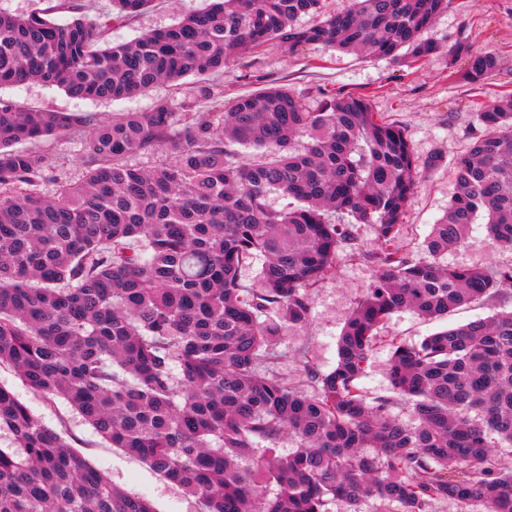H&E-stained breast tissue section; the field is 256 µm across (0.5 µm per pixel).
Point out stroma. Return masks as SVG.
I'll list each match as a JSON object with an SVG mask.
<instances>
[{
	"label": "stroma",
	"mask_w": 512,
	"mask_h": 512,
	"mask_svg": "<svg viewBox=\"0 0 512 512\" xmlns=\"http://www.w3.org/2000/svg\"><path fill=\"white\" fill-rule=\"evenodd\" d=\"M203 5L204 0H153L138 16L109 23L106 37L116 43L128 42L144 32L169 27ZM422 37L437 44L439 50L411 66L320 45H308L293 53L274 47L241 52L224 70L186 78L182 87L163 82L144 94L111 102L77 99L59 88L41 84L6 88L0 90V97L22 108L97 112L104 117L117 112H147L164 99L178 102L200 85L207 86L214 98L227 104L239 96L276 85L305 95L311 104L325 93L367 98L373 111L404 129L415 156L425 165L408 203L399 240L404 250L419 258L424 254L423 245L433 224L447 211L454 194V162L470 152L480 133L477 104L512 92V0H450L447 10L438 15ZM459 45L466 52L497 53L498 69L483 80H471L464 55L449 54L450 48ZM52 151L53 180L42 185L45 193L80 181L86 172L76 137H58ZM486 223V216L478 215L466 242L448 253L446 263L488 268L512 265V250L492 247ZM375 276L376 269L366 257L346 251L339 254L334 274L311 290L309 324L287 326L281 331L274 368L279 377L291 382L302 380L298 353L304 349L321 372L335 367L337 341L345 321ZM504 308L501 302L472 303L449 313L444 321L410 310L394 313L381 327V339L360 381L365 395L391 393L386 377L388 337L418 343L446 325L485 318ZM0 383L11 389L40 422L65 431L75 450L112 483L148 499L157 512H201L198 499L188 496L142 459L110 447L63 400H46L6 365L0 366Z\"/></svg>",
	"instance_id": "obj_1"
}]
</instances>
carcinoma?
Returning <instances> with one entry per match:
<instances>
[{"mask_svg": "<svg viewBox=\"0 0 512 512\" xmlns=\"http://www.w3.org/2000/svg\"><path fill=\"white\" fill-rule=\"evenodd\" d=\"M117 18L151 0H113ZM323 0H209L177 24L101 45L103 22L58 24L0 10V88L31 82L114 101L230 64L241 49L309 44L421 62V39L448 0H351L310 27ZM476 79L496 54L467 55ZM205 86L178 104L110 120L93 112L21 110L0 98V366L36 393L63 399L114 448L201 500L203 512H328L332 500L379 512H512V311L443 329L420 345L391 341L392 397L359 386L377 331L396 312L432 319L512 297V266L465 267L459 249L479 213L495 246L512 249V95L478 106L484 129L456 162L457 191L424 256L399 246L423 167L405 132L350 95L269 87L229 108L203 107ZM92 130L87 171L52 196L38 190L57 136ZM254 148L261 162L241 160ZM166 149L150 170L124 163ZM287 200L280 210L270 196ZM375 231L369 251L357 236ZM362 254L376 279L348 317L336 366L299 354L313 392L278 378L276 337L309 324L310 290L340 252ZM258 282L240 270L258 256ZM407 405L409 418L393 409ZM0 512H156L115 487L0 385ZM292 437L286 455L280 441ZM364 448L373 453L362 452ZM274 482L279 494L262 495Z\"/></svg>", "mask_w": 512, "mask_h": 512, "instance_id": "1", "label": "carcinoma"}]
</instances>
